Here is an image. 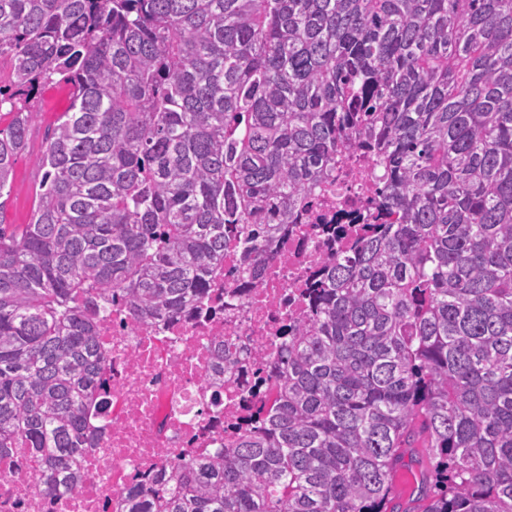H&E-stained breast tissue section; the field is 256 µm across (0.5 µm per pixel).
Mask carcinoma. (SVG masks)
<instances>
[{
	"instance_id": "1",
	"label": "carcinoma",
	"mask_w": 512,
	"mask_h": 512,
	"mask_svg": "<svg viewBox=\"0 0 512 512\" xmlns=\"http://www.w3.org/2000/svg\"><path fill=\"white\" fill-rule=\"evenodd\" d=\"M0 451L64 471L120 294L200 301L264 248L341 150L385 170L376 224L285 339L271 414L169 464L128 512H512V0H0ZM31 220L3 226L43 86ZM438 459L393 495L415 423Z\"/></svg>"
}]
</instances>
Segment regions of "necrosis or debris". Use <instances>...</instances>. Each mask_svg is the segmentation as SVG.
<instances>
[{
  "label": "necrosis or debris",
  "mask_w": 512,
  "mask_h": 512,
  "mask_svg": "<svg viewBox=\"0 0 512 512\" xmlns=\"http://www.w3.org/2000/svg\"><path fill=\"white\" fill-rule=\"evenodd\" d=\"M385 176L373 153L350 148L255 273L226 251L202 304L164 319L114 299L100 321L101 386L73 458V485L36 492L28 448L0 456V512H127L177 458L219 456L258 425L288 331L310 313L326 268L382 216Z\"/></svg>",
  "instance_id": "1"
}]
</instances>
